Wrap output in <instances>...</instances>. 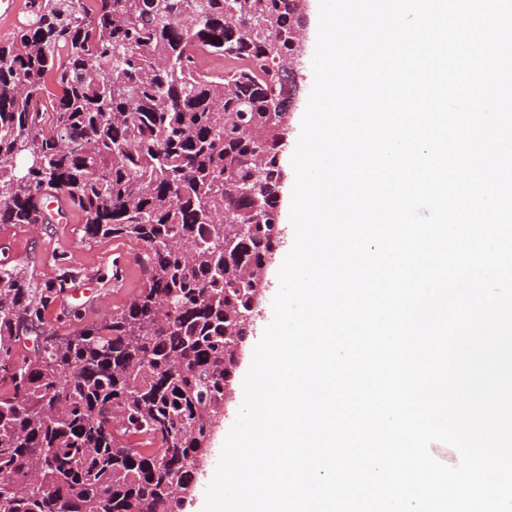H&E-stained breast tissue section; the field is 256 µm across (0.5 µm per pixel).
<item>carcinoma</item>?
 I'll list each match as a JSON object with an SVG mask.
<instances>
[{"mask_svg":"<svg viewBox=\"0 0 512 512\" xmlns=\"http://www.w3.org/2000/svg\"><path fill=\"white\" fill-rule=\"evenodd\" d=\"M290 49L288 0H37L0 43V226L60 223L61 194L146 279L60 336L64 284L0 259V512H178L273 245Z\"/></svg>","mask_w":512,"mask_h":512,"instance_id":"obj_1","label":"carcinoma"}]
</instances>
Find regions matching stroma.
<instances>
[{
	"label": "stroma",
	"instance_id": "obj_1",
	"mask_svg": "<svg viewBox=\"0 0 512 512\" xmlns=\"http://www.w3.org/2000/svg\"><path fill=\"white\" fill-rule=\"evenodd\" d=\"M318 20L319 0H309L306 27L307 55L298 71V100L290 120L287 146L281 160L285 180L281 189L280 212L285 218L283 224L285 242L289 245L294 242V229L288 220L295 183L292 156L300 137L302 118L314 83L311 55L315 51ZM82 236V226L76 218L66 224L39 226L17 224L0 227V246H5L6 254L10 259L27 266L36 281L42 283L53 281L67 273L71 276L70 287L74 288L80 284L86 286L88 296L93 301L92 309H85L76 301L68 305L59 298L45 310L43 314L45 324L61 335L72 333L88 322L111 315L113 309L129 302L142 288L144 282L140 267L135 266L129 270L124 287L116 288L112 285L114 263L126 252L132 250L131 242L111 238L88 247L82 244ZM280 267V262L276 261L266 271L270 290L261 306L262 314L257 318L254 329L247 339L244 355L234 380V395L227 402L225 416L212 436L207 463L197 477L195 491L184 499L179 512H202L201 505L205 499L211 474L217 466L225 438L241 407L239 396L243 391V380L250 368L254 348L273 319L272 303L279 289Z\"/></svg>",
	"mask_w": 512,
	"mask_h": 512
}]
</instances>
